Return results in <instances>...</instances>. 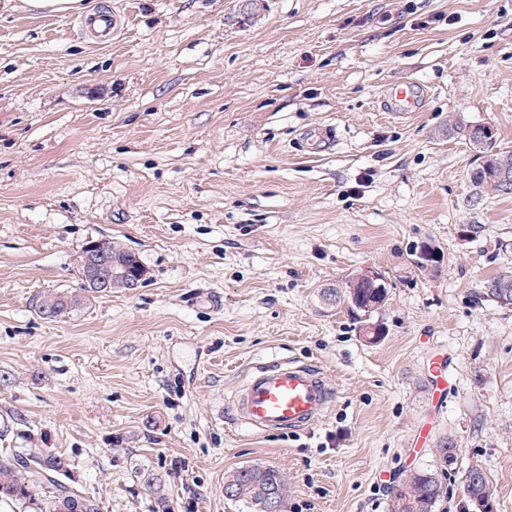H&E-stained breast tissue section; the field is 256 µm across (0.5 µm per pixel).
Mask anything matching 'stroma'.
Returning a JSON list of instances; mask_svg holds the SVG:
<instances>
[{
    "label": "stroma",
    "mask_w": 512,
    "mask_h": 512,
    "mask_svg": "<svg viewBox=\"0 0 512 512\" xmlns=\"http://www.w3.org/2000/svg\"><path fill=\"white\" fill-rule=\"evenodd\" d=\"M96 44L81 13L0 9V448L70 461L102 512H245L226 473L268 463L288 506L388 512V490L452 438L441 512L486 472L512 512V309L474 306L512 267V196L469 206L474 153L449 114L512 150V0H111ZM420 84L423 111H382ZM328 124L336 146L308 153ZM466 224L482 225L476 240ZM136 254L138 287L82 290L79 256ZM444 253L431 278L408 251ZM389 281L363 342L320 289L366 268ZM78 296L69 318L35 311ZM276 359L320 366L335 405L309 432L224 416L241 378ZM122 15L116 11H105L93 13L82 20V30L97 43L112 41V34H116L122 26ZM302 147L309 152L330 151L336 144V133L332 126L317 127L304 134ZM507 283L512 292V270H504L495 276L480 280L472 291V298L478 307L492 305L499 307L495 301L497 291ZM36 300L38 301L35 308L37 309L38 313L42 314L48 310H51L56 314L54 320H62L69 317L79 301L72 295L58 292H44L38 295Z\"/></svg>",
    "instance_id": "stroma-1"
}]
</instances>
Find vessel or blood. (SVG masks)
<instances>
[{
	"label": "vessel or blood",
	"instance_id": "vessel-or-blood-1",
	"mask_svg": "<svg viewBox=\"0 0 512 512\" xmlns=\"http://www.w3.org/2000/svg\"><path fill=\"white\" fill-rule=\"evenodd\" d=\"M122 26L116 11L93 13L81 21L90 40L111 41ZM424 99L414 83L393 87L384 111L404 115L419 111ZM336 144V133L326 125L305 133L303 147L313 153L326 152ZM336 400L318 365L297 360L263 363L248 372L231 397L227 409L236 425L265 434L298 433L316 426Z\"/></svg>",
	"mask_w": 512,
	"mask_h": 512
}]
</instances>
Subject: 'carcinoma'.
Wrapping results in <instances>:
<instances>
[{"label": "carcinoma", "instance_id": "carcinoma-1", "mask_svg": "<svg viewBox=\"0 0 512 512\" xmlns=\"http://www.w3.org/2000/svg\"><path fill=\"white\" fill-rule=\"evenodd\" d=\"M448 135L463 138L476 153V164L470 173L472 194L469 203L478 205L484 197H507L512 195V182L488 190V183L497 172L506 168L512 173V151H505L498 143L497 132H492L481 142L470 140L468 125L457 116L448 119ZM107 251L112 265L118 269L126 266L134 268L140 264L136 254L107 243ZM419 248L411 251L413 265L420 273L431 277L443 271V252L433 246L434 255L422 260ZM508 285L512 292V270H504L492 277L479 281L472 291V298L479 307L496 305L495 297L502 285ZM388 289L370 288L359 282L351 273L333 288H323L320 300L328 307H344L351 318L359 324H373V332L383 335L381 325L374 322L387 302ZM78 299L64 293H42L37 297L36 309L42 314L48 310L56 314V319L69 317ZM437 467L417 468L409 471L390 487L391 512H436L445 497L443 478L448 476V467L456 461V445L449 438L441 441L435 449ZM69 474V463L61 455L49 454L41 449L0 448V503L11 508H26L32 504L39 506V512H101L98 500L73 487L65 481ZM287 478L278 467L242 466L224 478V490L231 491L226 499L240 502L248 512H264V504L270 494H275L280 502H285ZM462 487L467 507L472 512H493V508L483 511L478 503H489V479L483 469L470 466L462 477ZM49 490V495L36 500L41 490Z\"/></svg>", "mask_w": 512, "mask_h": 512}]
</instances>
